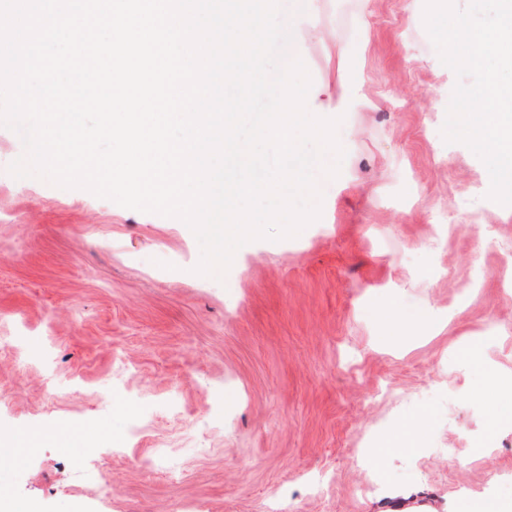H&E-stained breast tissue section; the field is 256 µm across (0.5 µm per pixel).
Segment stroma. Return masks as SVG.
<instances>
[{
  "label": "stroma",
  "mask_w": 512,
  "mask_h": 512,
  "mask_svg": "<svg viewBox=\"0 0 512 512\" xmlns=\"http://www.w3.org/2000/svg\"><path fill=\"white\" fill-rule=\"evenodd\" d=\"M424 0H286L313 104L340 110L319 220L202 277L182 221L17 179L0 127V460L38 512H458L512 500V206L441 134L457 77ZM483 341V364L459 348ZM106 429L61 448V424ZM155 459L152 468L141 458Z\"/></svg>",
  "instance_id": "stroma-1"
}]
</instances>
